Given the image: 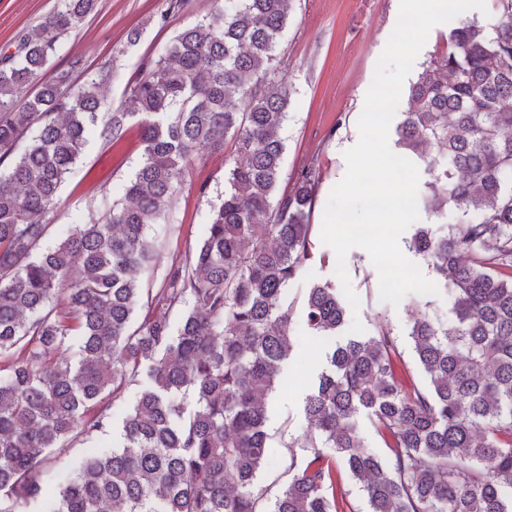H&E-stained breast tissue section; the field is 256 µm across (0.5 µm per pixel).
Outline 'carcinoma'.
<instances>
[{
	"label": "carcinoma",
	"mask_w": 512,
	"mask_h": 512,
	"mask_svg": "<svg viewBox=\"0 0 512 512\" xmlns=\"http://www.w3.org/2000/svg\"><path fill=\"white\" fill-rule=\"evenodd\" d=\"M288 2L228 0L143 62L115 108L101 79L73 84L82 58L54 64L97 0H56L0 52V512H26L48 450L103 430L106 400L133 383L122 448L88 454L42 512H261L265 398L293 347L284 290L311 259L320 185L312 159L280 189L290 92L271 76ZM496 12L492 26L465 18L448 32L447 49L410 83L396 128L400 156L425 175L420 203L461 216L408 242L455 319L411 322L419 385L385 321L339 344V289L308 288L303 322L334 346L305 399L308 430L285 444L306 455H291L274 512H346L326 448L361 483L369 512H512V0H496ZM133 120L142 160L124 201L45 246L88 128L114 144ZM228 138L237 158L224 197L154 293L143 287L159 263L146 229L168 220L198 151ZM157 299L183 309L177 328L150 312L134 323L137 307ZM73 342L72 360L63 352ZM361 415L388 457L364 447Z\"/></svg>",
	"instance_id": "obj_1"
}]
</instances>
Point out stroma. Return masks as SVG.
I'll return each mask as SVG.
<instances>
[{
	"mask_svg": "<svg viewBox=\"0 0 512 512\" xmlns=\"http://www.w3.org/2000/svg\"><path fill=\"white\" fill-rule=\"evenodd\" d=\"M53 4L54 0H0V47L12 44L21 29L39 23ZM213 7L214 0H185L183 10L168 18L164 15L167 0H98L95 12L62 41L56 63L66 65L71 56L78 55L91 74H99L105 66L112 68L115 77L104 82L103 91L112 104H119L127 77L179 30L208 15ZM398 11L399 0H291L288 25L277 48L280 66L276 75L287 80L290 90L281 131L285 142L282 179L293 181L303 163L318 160L322 180L311 215L314 226H321L329 194L346 173L344 153L359 139L357 122ZM133 31L138 34L134 40L129 37ZM141 154L137 125H130L123 141L114 146L90 133L85 151L68 174L49 215L54 228L50 243H57L71 225L92 217L105 218L112 204L122 201ZM234 155L235 144L230 140L223 151H201L178 189L170 223L148 228V238L160 241L164 249L151 288L162 287L171 263L180 261L186 250L202 239L210 207L224 194V171ZM312 241V258L304 275L290 282L284 293L292 313L295 344L283 368L284 383L267 401L272 463L257 481L265 492V512H273L277 496L288 483L290 451L285 444L306 432L305 397L326 365L325 346L308 335L301 313L308 285L336 281V264L341 260L320 236H313ZM341 262L360 301L357 318L364 335H372L378 319H385L398 338L409 376L423 383L408 328L423 314L445 324L453 321L447 294H410L394 306L381 300L378 274L365 249H350ZM138 391L137 385H130L109 401V432L90 439L81 436L68 447L51 449L43 465L48 478L42 499L32 503L28 512H41L44 499L55 493L56 471L75 464L87 451L118 443L122 420Z\"/></svg>",
	"mask_w": 512,
	"mask_h": 512,
	"instance_id": "1",
	"label": "stroma"
}]
</instances>
